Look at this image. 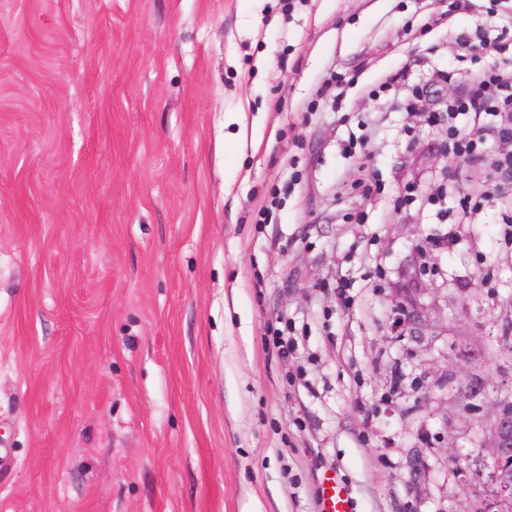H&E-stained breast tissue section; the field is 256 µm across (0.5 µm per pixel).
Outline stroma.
Here are the masks:
<instances>
[{"label":"stroma","instance_id":"1","mask_svg":"<svg viewBox=\"0 0 512 512\" xmlns=\"http://www.w3.org/2000/svg\"><path fill=\"white\" fill-rule=\"evenodd\" d=\"M504 27L512 0H0V512H318L326 468L353 512H506L505 209L426 267L447 225L394 206L482 194L506 144L444 168L402 103ZM494 470L503 494L512 492V412L502 411L495 431Z\"/></svg>","mask_w":512,"mask_h":512}]
</instances>
